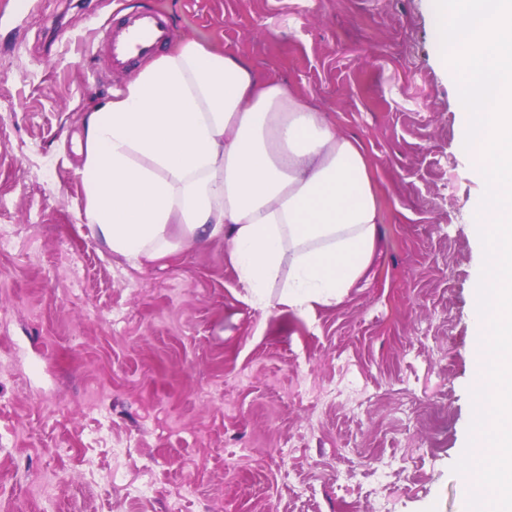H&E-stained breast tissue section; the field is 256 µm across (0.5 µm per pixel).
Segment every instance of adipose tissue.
Listing matches in <instances>:
<instances>
[{"mask_svg": "<svg viewBox=\"0 0 512 512\" xmlns=\"http://www.w3.org/2000/svg\"><path fill=\"white\" fill-rule=\"evenodd\" d=\"M82 217L133 267L225 244L255 304H333L374 262L383 201L361 140L298 89L193 38L87 113Z\"/></svg>", "mask_w": 512, "mask_h": 512, "instance_id": "obj_1", "label": "adipose tissue"}]
</instances>
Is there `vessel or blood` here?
Listing matches in <instances>:
<instances>
[{
	"label": "vessel or blood",
	"instance_id": "obj_1",
	"mask_svg": "<svg viewBox=\"0 0 512 512\" xmlns=\"http://www.w3.org/2000/svg\"><path fill=\"white\" fill-rule=\"evenodd\" d=\"M174 37L171 25L153 10H134L99 32L96 63L100 72L125 70L153 56Z\"/></svg>",
	"mask_w": 512,
	"mask_h": 512
}]
</instances>
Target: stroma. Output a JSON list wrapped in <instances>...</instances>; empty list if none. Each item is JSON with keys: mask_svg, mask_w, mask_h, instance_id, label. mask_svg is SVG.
Returning <instances> with one entry per match:
<instances>
[{"mask_svg": "<svg viewBox=\"0 0 512 512\" xmlns=\"http://www.w3.org/2000/svg\"><path fill=\"white\" fill-rule=\"evenodd\" d=\"M147 6L245 56L366 147L374 265L298 313L221 243L140 268L78 218L97 30ZM454 72L427 0H0V512H461L478 376Z\"/></svg>", "mask_w": 512, "mask_h": 512, "instance_id": "stroma-1", "label": "stroma"}]
</instances>
